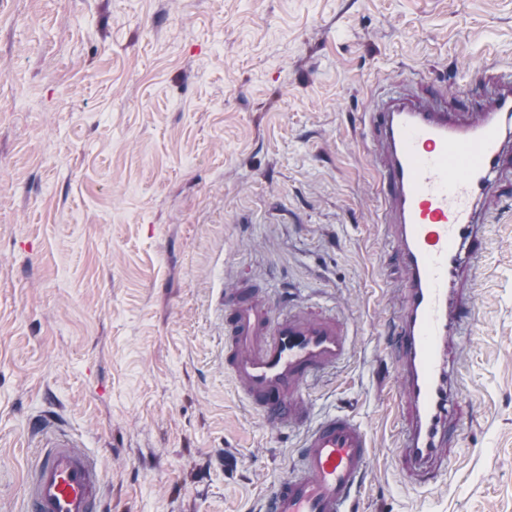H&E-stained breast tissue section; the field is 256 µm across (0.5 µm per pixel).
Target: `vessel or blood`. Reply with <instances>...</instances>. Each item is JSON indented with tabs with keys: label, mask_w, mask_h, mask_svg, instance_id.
Segmentation results:
<instances>
[{
	"label": "vessel or blood",
	"mask_w": 512,
	"mask_h": 512,
	"mask_svg": "<svg viewBox=\"0 0 512 512\" xmlns=\"http://www.w3.org/2000/svg\"><path fill=\"white\" fill-rule=\"evenodd\" d=\"M487 104L453 108L396 86L374 96L359 136L377 155V221L393 232L407 297L390 325L407 418L398 456L427 485L448 466L459 390L454 350L472 312L469 282L485 253L495 184L512 173V67L483 69ZM224 364L250 403L276 426L305 428L297 465L269 493L264 512H351L370 459L367 431L345 414L311 421L306 390L349 351L336 314L272 306L251 274L221 296ZM27 512H103L97 461L56 421L40 415Z\"/></svg>",
	"instance_id": "vessel-or-blood-1"
}]
</instances>
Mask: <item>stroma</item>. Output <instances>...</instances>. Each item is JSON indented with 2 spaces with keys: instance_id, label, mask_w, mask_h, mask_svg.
Returning <instances> with one entry per match:
<instances>
[{
  "instance_id": "stroma-1",
  "label": "stroma",
  "mask_w": 512,
  "mask_h": 512,
  "mask_svg": "<svg viewBox=\"0 0 512 512\" xmlns=\"http://www.w3.org/2000/svg\"><path fill=\"white\" fill-rule=\"evenodd\" d=\"M489 63L512 64V0H0V512H21L46 411L100 463L107 512H261L304 431L265 423L222 362L218 296L244 272L348 322L307 398L371 436L353 512H512V182L448 467L420 486L358 137L386 85L480 103Z\"/></svg>"
}]
</instances>
